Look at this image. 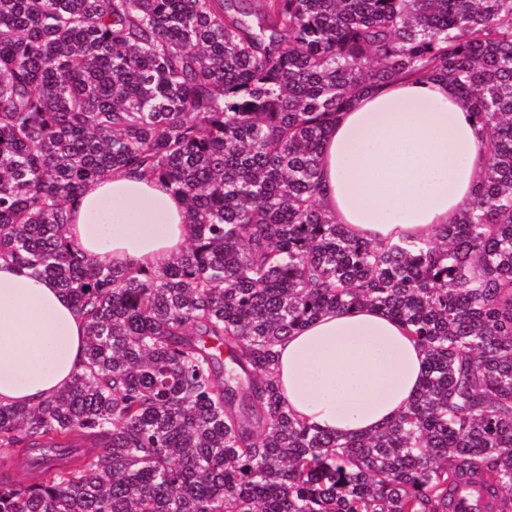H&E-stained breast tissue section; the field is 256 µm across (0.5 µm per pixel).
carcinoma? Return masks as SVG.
Segmentation results:
<instances>
[{
  "label": "carcinoma",
  "instance_id": "obj_1",
  "mask_svg": "<svg viewBox=\"0 0 512 512\" xmlns=\"http://www.w3.org/2000/svg\"><path fill=\"white\" fill-rule=\"evenodd\" d=\"M246 2L0 0V258L86 319L83 370L0 405V512H512V0ZM407 77L456 87L487 167L434 239H355L318 205L328 125ZM114 170L186 201L161 272L68 238ZM362 306L423 386L374 433L315 430L275 347Z\"/></svg>",
  "mask_w": 512,
  "mask_h": 512
}]
</instances>
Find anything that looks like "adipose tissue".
Returning <instances> with one entry per match:
<instances>
[{"mask_svg":"<svg viewBox=\"0 0 512 512\" xmlns=\"http://www.w3.org/2000/svg\"><path fill=\"white\" fill-rule=\"evenodd\" d=\"M484 132L451 84L423 78L370 89L328 128L322 208L349 236L425 240L472 197ZM69 236L89 257L159 270L189 234L183 200L163 182L116 172L72 207ZM85 321L68 296L0 259V404L35 405L83 367ZM283 395L308 425L375 432L418 393L424 349L379 308L333 311L276 347Z\"/></svg>","mask_w":512,"mask_h":512,"instance_id":"1","label":"adipose tissue"}]
</instances>
